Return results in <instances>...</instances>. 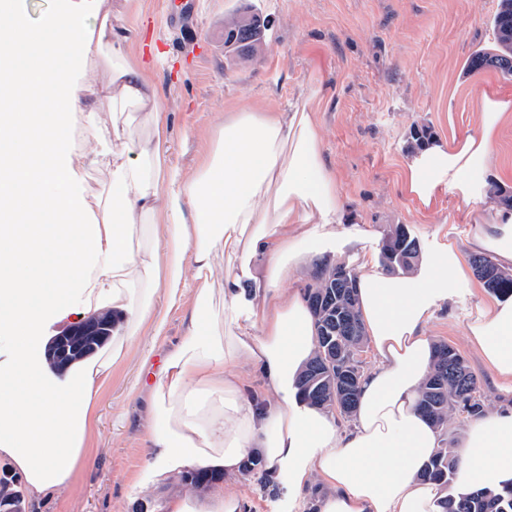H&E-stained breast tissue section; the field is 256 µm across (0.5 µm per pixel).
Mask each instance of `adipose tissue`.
<instances>
[{
    "label": "adipose tissue",
    "instance_id": "1",
    "mask_svg": "<svg viewBox=\"0 0 512 512\" xmlns=\"http://www.w3.org/2000/svg\"><path fill=\"white\" fill-rule=\"evenodd\" d=\"M58 53L19 63L0 49V462L20 472L33 501L67 488L86 456L94 401L125 348L77 368L66 384L45 371L32 350L47 317L71 322L86 312L127 313L136 335L153 318L157 295L176 303L192 291L183 336L164 357L152 384L151 464L159 485L184 469L223 471L222 486L175 493L162 512H244L238 479L244 458L259 452L271 476L286 475L292 498L319 483V512H444L446 493L421 473L440 447L439 433L417 408L435 345L427 325L452 284L467 275L446 252L425 279L392 273L367 259L357 276L358 307L376 366L364 374L350 428L288 394L314 349L306 298L287 282L306 263L310 227L345 206L337 176L322 155L317 94L293 111L231 113L215 137L210 161L190 175L170 167L159 141L133 138L128 126L103 129L84 112L82 88L57 65L58 54L98 60L105 74L97 104L155 117L159 96L144 69L102 60L114 28L109 15L89 23L82 0L63 17ZM84 112L93 138L111 139L112 212L98 224L96 197L81 187L82 158L57 151L70 115ZM512 106L480 101L476 130L452 138L439 160L457 172L495 162L496 135ZM164 219L165 251L135 247L142 224ZM470 249L512 267V211L477 208ZM223 261V287L212 278ZM262 261L251 297L252 324L239 321L237 269ZM192 284H185V272ZM75 305L61 308L60 294ZM464 333L496 386L512 393V296L481 302ZM264 374L270 403L247 393L244 366ZM461 490L512 483V403L474 422L461 438Z\"/></svg>",
    "mask_w": 512,
    "mask_h": 512
}]
</instances>
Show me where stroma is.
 I'll return each instance as SVG.
<instances>
[{
  "mask_svg": "<svg viewBox=\"0 0 512 512\" xmlns=\"http://www.w3.org/2000/svg\"><path fill=\"white\" fill-rule=\"evenodd\" d=\"M104 0L112 20L127 34L121 55L148 66L160 98V120L141 119L136 135L162 127L170 163L194 172L207 157L226 112L252 104L278 109L299 105L310 88L320 90L318 121L323 158L337 173L345 208L338 234L318 230L308 263L291 280L307 290L325 265L355 271L359 254L384 261L389 233L401 226L418 245L413 274L423 272L440 249L470 261L467 240L473 214L493 173L475 169L464 187L432 169L433 155L479 121L483 96L512 103V78L487 68L468 69L471 58L494 44L492 20L499 0ZM28 23L41 32L44 51L56 52L58 37L44 31L46 17L67 14L71 0H23ZM253 6L269 22L262 48L224 56V18ZM428 129L426 146L415 130ZM64 151L86 157L87 193L112 207V173L102 161L103 143L87 135L81 113H73ZM438 179L430 205L402 188L408 167ZM452 305L438 309L429 325L434 341L452 345L475 374L485 411L506 395L495 388L463 324L490 292L476 276L458 281ZM192 293L181 302L157 299L164 335L145 322L127 338L126 355L105 382L95 412L92 456L76 481L40 506L23 512H161L164 497L186 492L181 479L138 489L148 465L150 391L139 385L143 359L159 363L180 339ZM248 512H288V481L263 488L257 476L242 474Z\"/></svg>",
  "mask_w": 512,
  "mask_h": 512,
  "instance_id": "stroma-1",
  "label": "stroma"
}]
</instances>
